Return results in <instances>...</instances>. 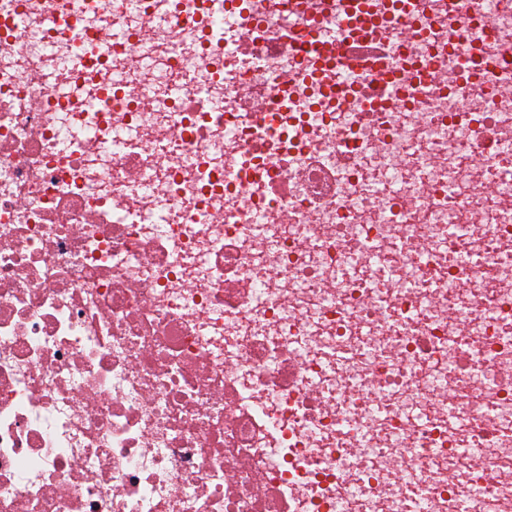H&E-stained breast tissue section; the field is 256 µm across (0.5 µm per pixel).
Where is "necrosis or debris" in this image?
I'll list each match as a JSON object with an SVG mask.
<instances>
[{
    "label": "necrosis or debris",
    "mask_w": 512,
    "mask_h": 512,
    "mask_svg": "<svg viewBox=\"0 0 512 512\" xmlns=\"http://www.w3.org/2000/svg\"><path fill=\"white\" fill-rule=\"evenodd\" d=\"M225 6L0 0V512H493L512 5L393 16L387 65L330 93L334 16ZM74 9L112 36L85 69Z\"/></svg>",
    "instance_id": "1"
}]
</instances>
